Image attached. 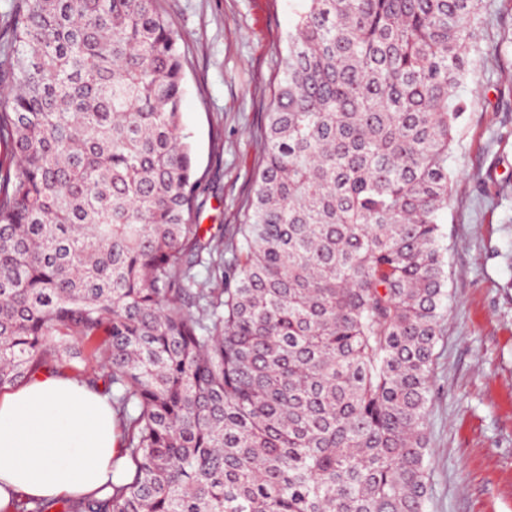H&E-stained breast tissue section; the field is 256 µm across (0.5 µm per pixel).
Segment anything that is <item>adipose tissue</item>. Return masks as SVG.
<instances>
[{
    "mask_svg": "<svg viewBox=\"0 0 512 512\" xmlns=\"http://www.w3.org/2000/svg\"><path fill=\"white\" fill-rule=\"evenodd\" d=\"M117 452L106 397L66 375H36L0 396V512L17 494H92L111 481Z\"/></svg>",
    "mask_w": 512,
    "mask_h": 512,
    "instance_id": "obj_1",
    "label": "adipose tissue"
}]
</instances>
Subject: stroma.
I'll return each mask as SVG.
<instances>
[{
    "label": "stroma",
    "instance_id": "35a3bbf8",
    "mask_svg": "<svg viewBox=\"0 0 512 512\" xmlns=\"http://www.w3.org/2000/svg\"><path fill=\"white\" fill-rule=\"evenodd\" d=\"M182 37L196 221L232 243L300 0H158ZM467 110L442 214L448 313L435 347L427 512H512V0H479Z\"/></svg>",
    "mask_w": 512,
    "mask_h": 512
}]
</instances>
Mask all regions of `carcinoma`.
Returning <instances> with one entry per match:
<instances>
[{
    "label": "carcinoma",
    "instance_id": "carcinoma-1",
    "mask_svg": "<svg viewBox=\"0 0 512 512\" xmlns=\"http://www.w3.org/2000/svg\"><path fill=\"white\" fill-rule=\"evenodd\" d=\"M224 288L158 0H10L0 389L110 395L116 482L6 512H426L477 0H302Z\"/></svg>",
    "mask_w": 512,
    "mask_h": 512
}]
</instances>
